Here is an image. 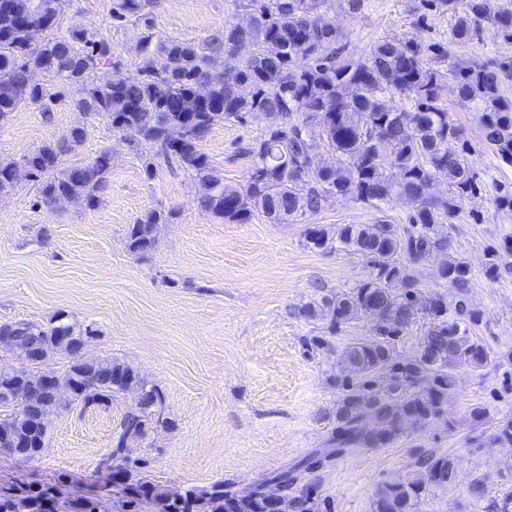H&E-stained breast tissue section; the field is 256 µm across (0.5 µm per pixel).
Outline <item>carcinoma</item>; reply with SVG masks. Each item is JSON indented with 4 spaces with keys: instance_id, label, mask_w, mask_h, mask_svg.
I'll return each instance as SVG.
<instances>
[{
    "instance_id": "1",
    "label": "carcinoma",
    "mask_w": 512,
    "mask_h": 512,
    "mask_svg": "<svg viewBox=\"0 0 512 512\" xmlns=\"http://www.w3.org/2000/svg\"><path fill=\"white\" fill-rule=\"evenodd\" d=\"M334 2L244 0L248 24L224 25L223 37L207 51L176 39L156 42L146 34L139 48V77L115 75L98 83L93 73L108 58L109 48L88 31L72 28L33 45L36 34L53 27L66 0H0V121L23 105L42 102L45 89L32 80L40 72L71 89L78 111L105 116L113 129L147 146L153 157L192 172L201 187L197 204L214 218L248 224L258 213L272 223L303 224L337 195L376 208L395 199L416 204L403 229L381 220L304 230L308 247L348 248L366 257L374 270L351 292L324 295L301 310L305 318L324 320L332 330L357 315L376 321L377 339L350 343L339 355L341 374L333 385L344 395L328 447L319 451L329 459L359 448H384L406 425L439 420L455 388L456 369L480 370L493 359L487 345L470 334L469 326L480 320L466 302L471 270L448 257L452 243L446 220L473 194L476 175L463 154L448 148L459 131L442 104L447 80L459 102L481 107L484 140L512 165V99L501 93L502 82L512 78V62L456 64L445 73L434 64L447 55L442 43L386 38L363 59L338 63L342 34L328 18ZM490 3L467 0L451 29L452 43L471 41L484 22L512 41V3L506 0L494 9ZM144 9V0H114L112 20L138 17ZM242 43L251 47L247 58L237 53ZM219 58L223 69L217 72ZM201 83L206 85L203 95L197 93ZM397 94L411 97L414 107H396ZM254 114L265 118L266 128L241 147L250 161L246 182L230 185L213 167L203 143L216 124L242 122ZM81 138V128L75 127L63 141L23 156V166L41 182V202L81 198L95 206L110 156L102 152L86 164L58 168L60 156ZM325 148L335 154L331 164L320 159ZM16 170L17 163L0 160V192L15 185ZM437 178L448 180L445 197L427 193ZM164 223L162 212L155 210L130 225L128 251L139 256L151 251ZM438 256L446 257L440 278L443 287L453 289L451 301L442 292L422 298L415 265ZM420 315L427 318V329L413 358L404 364L394 361L389 338ZM0 332L41 346L52 357L69 358L74 396L85 407L105 404L116 394H144L145 406L124 415L116 445L101 459L123 477L115 491L117 512H141L146 505L154 512H270L258 486L240 493L219 483L173 497L140 477L136 448L124 443L127 427L147 436L163 398L118 358L74 355L76 344L91 330L59 314L46 325L3 323ZM378 383L384 387L382 396L373 392ZM58 413L59 407L47 401L0 414V453L41 454L46 434L30 432L26 416L49 422ZM413 466L412 476L376 493L372 512H411L426 490L448 487L455 458L419 448ZM308 467L299 463L271 476L282 484L291 512H321L315 497L295 488L296 472ZM44 501L53 504V512L101 508L97 498L70 499L52 486L0 488V512H42Z\"/></svg>"
}]
</instances>
